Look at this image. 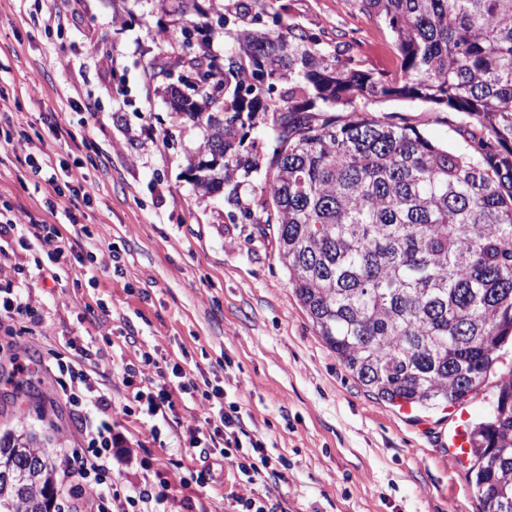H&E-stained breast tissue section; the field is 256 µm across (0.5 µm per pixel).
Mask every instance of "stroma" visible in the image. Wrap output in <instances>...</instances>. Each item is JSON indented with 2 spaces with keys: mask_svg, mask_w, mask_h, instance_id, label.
<instances>
[{
  "mask_svg": "<svg viewBox=\"0 0 512 512\" xmlns=\"http://www.w3.org/2000/svg\"><path fill=\"white\" fill-rule=\"evenodd\" d=\"M266 11L303 27L341 60L398 75L388 26L359 0H270ZM183 17L172 0H0V95L13 135L68 166L90 192L76 213L54 223L76 245L64 264L47 249L0 247V289L34 315L0 309V436L35 433L63 490L53 512H72L84 483L93 405L74 408L59 365H73L112 402V494L148 487L153 512H231L255 493L276 512H481L468 465L450 439L460 422L486 418L501 380L512 377V347L463 403L403 413L362 385L326 347L296 301L278 250V229L253 224L223 197L188 181L201 133L181 125L144 68L166 49ZM367 111L394 114L434 143L464 148L448 115L389 100ZM64 129L49 132L48 114ZM52 189L0 142V203L38 221ZM117 250L121 273L95 263ZM56 269L45 280L41 269ZM92 284L75 287V273ZM151 353L145 365L142 352ZM28 360L26 384L14 357ZM181 368L197 384L223 388L247 429L288 466L280 479L245 486L219 449L189 454L185 427L200 410L177 399L155 425L133 399Z\"/></svg>",
  "mask_w": 512,
  "mask_h": 512,
  "instance_id": "stroma-1",
  "label": "stroma"
}]
</instances>
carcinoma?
Returning a JSON list of instances; mask_svg holds the SVG:
<instances>
[{
  "label": "carcinoma",
  "instance_id": "obj_1",
  "mask_svg": "<svg viewBox=\"0 0 512 512\" xmlns=\"http://www.w3.org/2000/svg\"><path fill=\"white\" fill-rule=\"evenodd\" d=\"M262 0L223 16L224 53L197 0H178L196 39L151 71L164 101L205 135L189 181L238 193L252 174L255 224L278 225L294 293L345 368L378 398L461 403L512 343V0H361L390 28L393 79L342 63L296 25L241 27ZM405 100L466 115L469 148H443L358 101ZM270 124L269 154L246 145ZM482 512H512V379L471 431ZM56 485L37 439L0 438V512H35Z\"/></svg>",
  "mask_w": 512,
  "mask_h": 512
}]
</instances>
